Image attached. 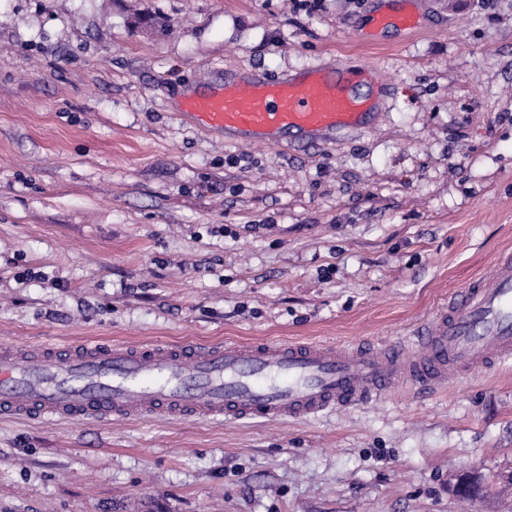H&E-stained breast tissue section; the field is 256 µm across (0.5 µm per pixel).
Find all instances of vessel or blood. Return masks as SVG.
<instances>
[{
	"label": "vessel or blood",
	"instance_id": "obj_1",
	"mask_svg": "<svg viewBox=\"0 0 512 512\" xmlns=\"http://www.w3.org/2000/svg\"><path fill=\"white\" fill-rule=\"evenodd\" d=\"M362 74L309 70L301 79L254 78L187 97L184 112L247 139L322 135L362 124ZM512 360V254L451 295L400 342L333 345L227 342L177 346L0 344V414L76 418L171 414L203 420L310 418Z\"/></svg>",
	"mask_w": 512,
	"mask_h": 512
}]
</instances>
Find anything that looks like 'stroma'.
<instances>
[{
	"label": "stroma",
	"instance_id": "stroma-1",
	"mask_svg": "<svg viewBox=\"0 0 512 512\" xmlns=\"http://www.w3.org/2000/svg\"><path fill=\"white\" fill-rule=\"evenodd\" d=\"M413 16L408 32L378 25ZM365 70L246 140L186 97ZM512 249V0H0V342L400 341ZM512 365L304 420L0 416V512H492Z\"/></svg>",
	"mask_w": 512,
	"mask_h": 512
}]
</instances>
